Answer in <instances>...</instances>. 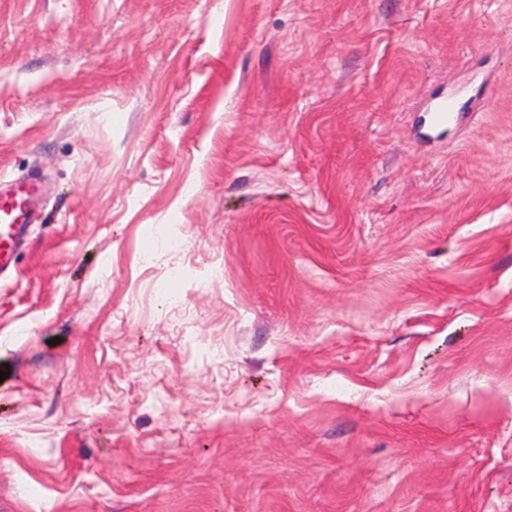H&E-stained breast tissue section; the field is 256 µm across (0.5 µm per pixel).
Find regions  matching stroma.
Returning <instances> with one entry per match:
<instances>
[{"instance_id":"1","label":"stroma","mask_w":512,"mask_h":512,"mask_svg":"<svg viewBox=\"0 0 512 512\" xmlns=\"http://www.w3.org/2000/svg\"><path fill=\"white\" fill-rule=\"evenodd\" d=\"M34 174L0 512H512V0H0Z\"/></svg>"}]
</instances>
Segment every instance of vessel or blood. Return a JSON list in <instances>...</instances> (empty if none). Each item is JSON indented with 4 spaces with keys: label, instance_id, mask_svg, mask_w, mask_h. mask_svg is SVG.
I'll return each mask as SVG.
<instances>
[{
    "label": "vessel or blood",
    "instance_id": "b4317fda",
    "mask_svg": "<svg viewBox=\"0 0 512 512\" xmlns=\"http://www.w3.org/2000/svg\"><path fill=\"white\" fill-rule=\"evenodd\" d=\"M34 195L31 185L7 194L0 192V277L8 271L14 249L25 238L26 226L34 214Z\"/></svg>",
    "mask_w": 512,
    "mask_h": 512
}]
</instances>
